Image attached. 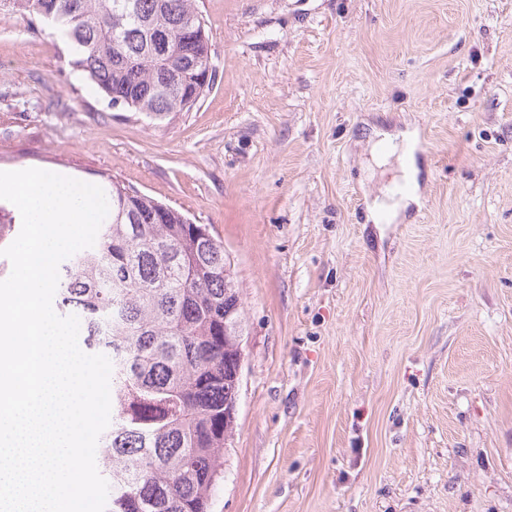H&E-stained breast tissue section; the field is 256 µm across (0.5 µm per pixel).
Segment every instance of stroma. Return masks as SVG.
I'll return each instance as SVG.
<instances>
[{"instance_id":"obj_1","label":"stroma","mask_w":512,"mask_h":512,"mask_svg":"<svg viewBox=\"0 0 512 512\" xmlns=\"http://www.w3.org/2000/svg\"><path fill=\"white\" fill-rule=\"evenodd\" d=\"M215 82L153 123L0 13V171L205 224L243 361L210 512H512V0H198ZM415 139L383 223L376 131Z\"/></svg>"}]
</instances>
